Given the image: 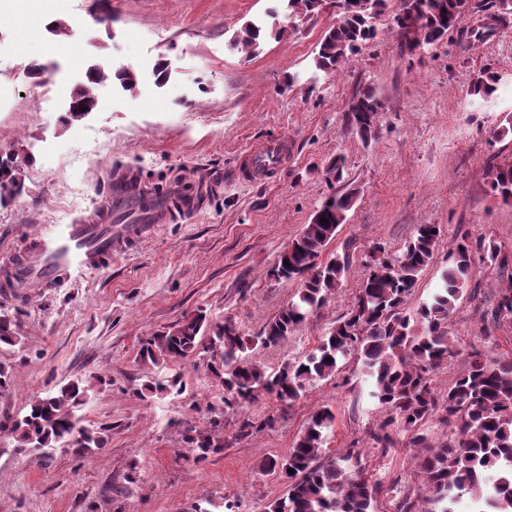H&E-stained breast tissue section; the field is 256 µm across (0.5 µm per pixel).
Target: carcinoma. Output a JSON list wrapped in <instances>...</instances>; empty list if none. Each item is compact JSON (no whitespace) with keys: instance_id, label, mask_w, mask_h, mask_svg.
Returning a JSON list of instances; mask_svg holds the SVG:
<instances>
[{"instance_id":"obj_1","label":"carcinoma","mask_w":512,"mask_h":512,"mask_svg":"<svg viewBox=\"0 0 512 512\" xmlns=\"http://www.w3.org/2000/svg\"><path fill=\"white\" fill-rule=\"evenodd\" d=\"M285 2L293 22L306 21L328 7L336 9V24L324 33L313 57L317 70L331 73L376 38L375 22L385 13L388 0ZM473 10L472 0H400L395 23L401 47L410 54L432 47L459 29ZM270 18L269 25H244L232 45L246 57L254 56L267 38L285 33L276 14ZM114 80L126 91L137 88V74L130 68L114 71L99 63L88 69L86 81L71 98L66 120L84 118L98 106L97 87ZM498 83V74L485 70L469 94L489 98ZM380 108L369 90L354 96L346 113L347 125L361 139L372 138L376 133L373 115ZM28 162L20 152L0 158V204L22 195ZM488 176L491 193L505 203L512 200V161L491 166ZM353 205L349 193L327 197L309 223L281 249L272 276L294 281L297 288L288 305L270 318L259 335L243 336L230 318L212 325L199 312L142 343L139 363L157 366L169 357L187 362L209 353L210 370L224 390L225 406L253 404L271 396L289 408L308 388L336 377L355 357L370 379L369 397L383 413V420L369 434L370 445L393 448L397 433L409 435V446L417 449L419 473L430 493L428 502L434 505L427 512H458L466 493L471 494L472 512H512V357L491 362L477 349L463 354L448 331L458 300L465 294L476 298L469 291L475 263L508 265L507 255L494 240L481 238L474 245L464 239L457 242L438 287L428 300L410 310L408 299L441 237L439 225L420 224L400 252L373 248L368 256L370 272L350 309L331 324L314 348L276 368L258 364L247 355L252 344L270 347L286 340L342 287L350 253L329 254L327 249ZM323 217L328 224L321 223ZM503 322H512V281L500 290L496 305L481 320L484 342L497 339L495 329ZM18 343L15 323L0 313V345ZM461 356L463 370L448 387L438 389L434 375ZM183 386L182 375L176 373L146 389L179 392ZM93 388L89 380L72 382L34 397L25 415L0 417V438L8 440L13 452L34 458L47 456L46 448L95 454L106 447L108 428L83 425L76 416ZM434 418L450 427L448 437L440 442L419 433ZM335 420L329 406L315 409L287 453L261 461V472L287 480L286 492L266 512H376L380 495L395 490L365 475L359 450L330 452L327 439ZM290 468L295 473H289Z\"/></svg>"}]
</instances>
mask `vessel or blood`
Returning <instances> with one entry per match:
<instances>
[{
	"label": "vessel or blood",
	"instance_id": "vessel-or-blood-1",
	"mask_svg": "<svg viewBox=\"0 0 512 512\" xmlns=\"http://www.w3.org/2000/svg\"><path fill=\"white\" fill-rule=\"evenodd\" d=\"M281 159L279 142L258 146L245 154L243 172L250 177L271 176ZM199 204L193 191L147 192L132 175L113 177L108 203L94 222L49 225L33 235L29 248L0 258V293L15 296L26 288H55L77 275L108 268L155 225L181 222ZM127 207L140 213L142 223H112V213Z\"/></svg>",
	"mask_w": 512,
	"mask_h": 512
}]
</instances>
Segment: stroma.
<instances>
[{
	"instance_id": "35a3bbf8",
	"label": "stroma",
	"mask_w": 512,
	"mask_h": 512,
	"mask_svg": "<svg viewBox=\"0 0 512 512\" xmlns=\"http://www.w3.org/2000/svg\"><path fill=\"white\" fill-rule=\"evenodd\" d=\"M0 0V153L31 157L25 191L0 206V256L25 248L48 224L92 218L114 173L132 172L150 191L191 190L199 210L187 222L161 224L111 268L26 296H0L20 344L0 348L14 381L0 394V415H22L32 397L77 380L96 379L82 423L108 427V443L81 458L57 450L24 458L0 440V512H193L211 500L238 512H264L283 496L278 477L260 462L291 448L314 408L336 415L330 449H360L368 473L399 480L425 497L416 451L399 435L388 453L369 447L381 415L357 361L284 407L269 398L225 406L208 356L147 369L141 344L183 316L205 310L212 322L232 319L248 335L287 305L296 285L270 275L277 256L335 192L355 202L329 249H350L342 287L288 340L251 350L269 367L304 355L325 329L347 313L368 275L373 246L397 252L417 225L442 233L413 302L426 299L457 239L493 238L512 254V204L495 198L487 172L512 158V138H493L512 116V15L483 40L463 47L467 28L423 53L399 47L391 0L378 36L349 55L339 72L314 73L312 58L335 22L327 10L300 28L268 38L247 58L231 47L249 21L266 20L283 0H65L48 9L27 0ZM53 13L58 36L40 21ZM166 59L171 77L154 83ZM104 62L140 76L136 93L107 84L102 104L82 120L65 112L88 68ZM45 69L33 77L32 66ZM501 78L494 96H470L482 70ZM371 89L382 104L376 135L365 141L345 123L351 99ZM288 143V156L269 179L237 171L245 151L269 141ZM347 161L343 181L327 168ZM183 373L181 393L146 394L145 384ZM273 417V427L241 435L245 421ZM217 436L220 451L196 459L191 430Z\"/></svg>"
}]
</instances>
